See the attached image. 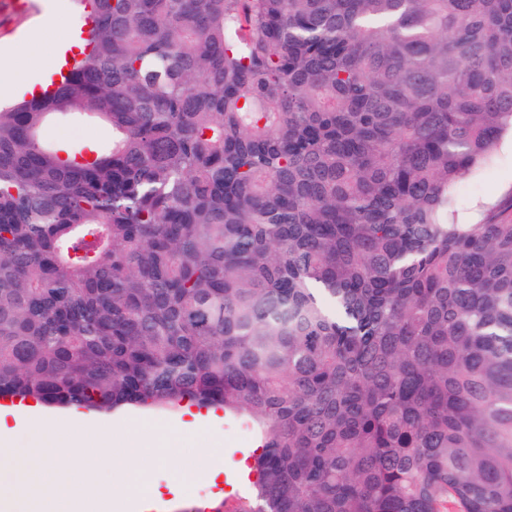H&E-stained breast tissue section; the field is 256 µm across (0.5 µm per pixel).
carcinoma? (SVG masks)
<instances>
[{"instance_id": "1", "label": "carcinoma", "mask_w": 512, "mask_h": 512, "mask_svg": "<svg viewBox=\"0 0 512 512\" xmlns=\"http://www.w3.org/2000/svg\"><path fill=\"white\" fill-rule=\"evenodd\" d=\"M80 7L0 110V397L220 407L238 512H512V191L452 196L512 135V0ZM84 49L83 41L76 33H70L65 38L54 42L49 49L47 67L59 72L61 66L65 63L67 54H77ZM49 132L56 142L85 144L96 141L105 134L106 129L97 123L83 121L56 124L49 129ZM215 417H209L202 421V428L205 430L210 446L196 444L189 440L185 447H209L213 451L220 450L218 455H224L225 459L232 452V458L238 461L242 458L241 452H247L256 446L258 435L249 426L236 424L229 420H224V411L216 409ZM247 456H244L238 463L241 471L248 470L246 465Z\"/></svg>"}]
</instances>
